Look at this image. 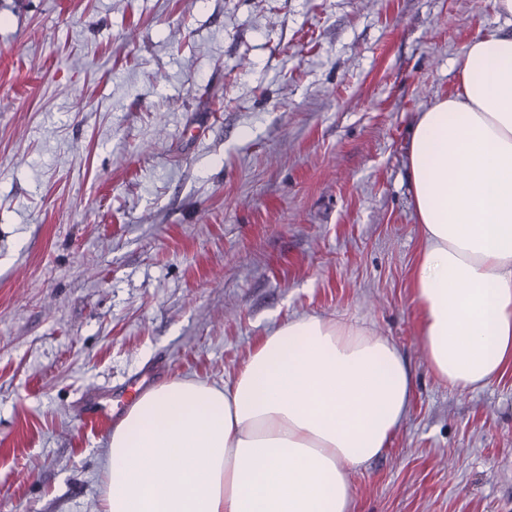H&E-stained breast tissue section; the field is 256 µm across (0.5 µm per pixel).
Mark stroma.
Segmentation results:
<instances>
[{"label":"stroma","instance_id":"stroma-1","mask_svg":"<svg viewBox=\"0 0 512 512\" xmlns=\"http://www.w3.org/2000/svg\"><path fill=\"white\" fill-rule=\"evenodd\" d=\"M495 0H0V512H98L85 391L231 380L306 315L415 378L351 512H512V365L437 380L411 126Z\"/></svg>","mask_w":512,"mask_h":512}]
</instances>
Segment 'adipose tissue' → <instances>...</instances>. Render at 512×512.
<instances>
[{"mask_svg":"<svg viewBox=\"0 0 512 512\" xmlns=\"http://www.w3.org/2000/svg\"><path fill=\"white\" fill-rule=\"evenodd\" d=\"M460 85L418 113L407 167L429 369L459 389L512 363V30L474 39ZM399 348L306 316L261 337L221 385L175 378L115 421L100 512H350L352 473L405 419Z\"/></svg>","mask_w":512,"mask_h":512,"instance_id":"1","label":"adipose tissue"}]
</instances>
